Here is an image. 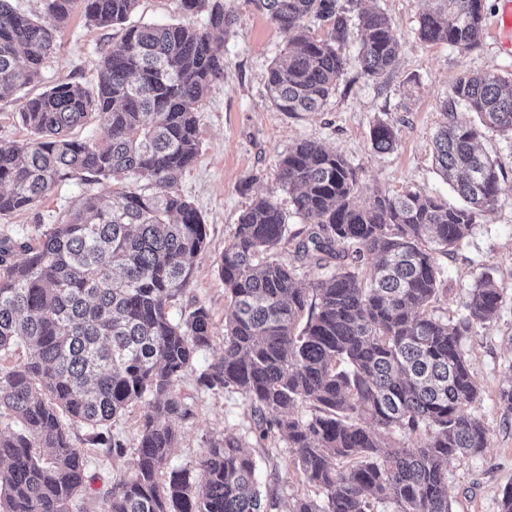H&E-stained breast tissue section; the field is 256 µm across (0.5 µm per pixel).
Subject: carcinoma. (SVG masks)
<instances>
[{
    "label": "carcinoma",
    "instance_id": "obj_1",
    "mask_svg": "<svg viewBox=\"0 0 512 512\" xmlns=\"http://www.w3.org/2000/svg\"><path fill=\"white\" fill-rule=\"evenodd\" d=\"M31 18L0 0V101L35 83L76 12L96 27L126 25L103 52L96 88L65 82L25 98L26 143L0 142V216L33 209L75 175L112 180L108 202L82 196L33 243L0 237V512H72L90 489L85 454L67 422L92 445L122 455L103 428L138 402L148 411L130 474L112 484L104 512H276L277 488L260 490L257 460L236 437L208 442L193 469L164 472L191 414L173 386L212 341L209 311L180 321L170 303L188 287L207 246L203 218L179 190L200 150L195 105L224 77V33L235 19L221 0H180L207 27L127 24L139 0H42ZM287 38L265 83L279 112H318L350 65L342 46L359 36L361 71L379 81L400 44L390 18L361 10L350 26L337 0H253ZM420 17L427 43L470 50L483 33V0H432ZM310 19L327 24L308 33ZM465 105L479 124L455 119ZM435 137L442 179L461 198L407 189L361 193L356 168L310 141L281 155L276 191L240 214L219 274L227 307L221 355L200 373L208 390H234L254 416L260 445L279 438L314 495L291 512H452L448 461L477 456L487 430L467 413L480 400L465 341L495 315L502 293L481 276L457 321L435 314L448 296L440 256L460 247L498 206L501 166L478 150L482 129L512 133V80L466 73L443 102ZM100 126L105 138L75 130ZM399 142L385 123L375 152ZM295 214L303 227L290 231ZM322 270L305 284L276 257L281 245ZM21 249L24 258L13 260ZM31 356L6 363L17 346ZM310 415L294 414L299 407ZM399 436L393 440V436ZM424 437L422 444L412 441Z\"/></svg>",
    "mask_w": 512,
    "mask_h": 512
}]
</instances>
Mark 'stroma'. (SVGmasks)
Returning a JSON list of instances; mask_svg holds the SVG:
<instances>
[{
    "label": "stroma",
    "instance_id": "1",
    "mask_svg": "<svg viewBox=\"0 0 512 512\" xmlns=\"http://www.w3.org/2000/svg\"><path fill=\"white\" fill-rule=\"evenodd\" d=\"M223 3L235 18L224 37V77L205 91L197 106L201 149L179 183L181 193L203 217L208 247L194 261L189 286L169 307L176 320L186 318L195 307H206L213 339L173 387L191 415L179 423V445L167 462L171 470L194 467L206 440L225 435L237 437L256 458L264 456L251 432L253 418L242 396L203 389L197 377L218 358L224 343L226 300L219 257L233 240L240 214L256 195L274 187L281 154L298 141L322 143L336 148L357 167L364 194L396 195L412 187L454 205L459 198L441 179L434 158V137L444 121L441 103L463 72L491 70L512 79V54L500 50L492 30H485L480 46L470 51L425 43L417 29L429 0H374L391 18L402 44L393 71L378 81L364 76L353 63L358 45L350 43L343 52L352 63L324 109L290 115L273 108L264 86L268 65L285 48V35L251 0ZM131 20L183 21L200 29L207 24L205 15H184L180 0H140ZM122 34L121 27L95 28L81 16H73L59 32L56 53L40 80L28 86V93H41L71 80L95 88L102 51L119 42ZM379 123L398 131L395 151L373 152L370 132ZM480 145L502 167L500 201L459 248L441 256L448 295L437 303L436 313L458 319L462 297L486 272L495 278L503 302L496 315L474 328L466 342L472 371L482 389L480 402L470 412L487 429L488 446L481 455L449 461L448 496L453 512H500L502 490L512 486V414L505 413L498 400L506 376L512 373V136L488 130ZM111 191L109 180L90 183L72 177L56 185L34 210L0 218V234L32 241L48 225L64 220L85 193L105 200ZM146 410L139 403L111 421L112 437L126 448L122 455L89 445L87 428L70 424L72 441L84 452L94 478L92 494L81 497L73 512H104L105 496L113 482L130 472L131 452Z\"/></svg>",
    "mask_w": 512,
    "mask_h": 512
}]
</instances>
